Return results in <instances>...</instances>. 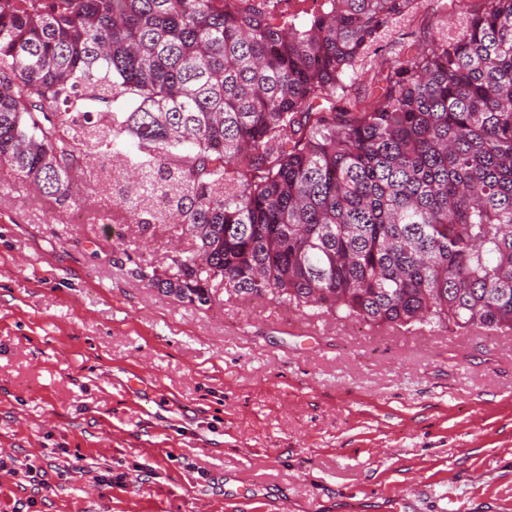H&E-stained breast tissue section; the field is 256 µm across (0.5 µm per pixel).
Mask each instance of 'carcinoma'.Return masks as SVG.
<instances>
[{
	"mask_svg": "<svg viewBox=\"0 0 512 512\" xmlns=\"http://www.w3.org/2000/svg\"><path fill=\"white\" fill-rule=\"evenodd\" d=\"M235 2L0 0V167L75 205L86 169L190 241L136 267L178 302L512 334V0L397 57L373 106L350 83L417 0ZM263 1L264 9L277 17L279 20L288 18L292 13H298L302 9H311L315 4H320L321 0H260Z\"/></svg>",
	"mask_w": 512,
	"mask_h": 512,
	"instance_id": "obj_1",
	"label": "carcinoma"
}]
</instances>
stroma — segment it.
<instances>
[{"instance_id": "stroma-1", "label": "stroma", "mask_w": 512, "mask_h": 512, "mask_svg": "<svg viewBox=\"0 0 512 512\" xmlns=\"http://www.w3.org/2000/svg\"><path fill=\"white\" fill-rule=\"evenodd\" d=\"M479 0H421L378 72ZM70 223L0 168V507L29 512H504L512 335L399 329L219 291L198 307L135 273L176 243ZM111 473L112 483L97 477Z\"/></svg>"}]
</instances>
